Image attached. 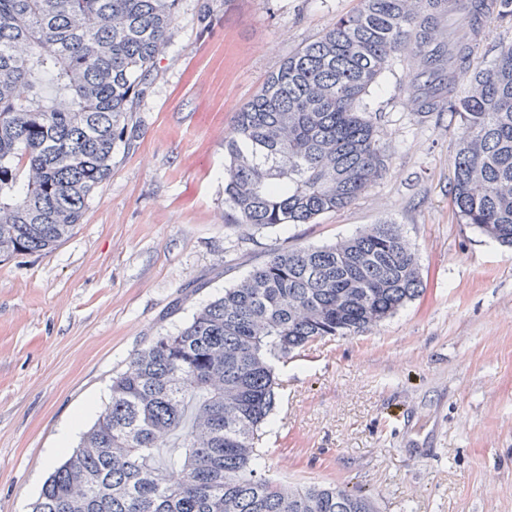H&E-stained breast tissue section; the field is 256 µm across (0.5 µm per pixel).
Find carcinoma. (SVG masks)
Listing matches in <instances>:
<instances>
[{"label":"carcinoma","mask_w":512,"mask_h":512,"mask_svg":"<svg viewBox=\"0 0 512 512\" xmlns=\"http://www.w3.org/2000/svg\"><path fill=\"white\" fill-rule=\"evenodd\" d=\"M180 0H0V262L48 254L83 223L131 142L128 114L153 79ZM458 17L466 32L440 33ZM512 0H359L288 56L235 115L224 223L311 224L381 176L364 97L404 50L421 56L426 112L468 128L450 194L463 223L512 247V44L456 94L471 42ZM423 291L418 258L384 221L273 253L153 337L112 379L78 450L32 512H377L359 490L284 488L262 467L275 363L370 331ZM176 440L160 463L158 438Z\"/></svg>","instance_id":"1"}]
</instances>
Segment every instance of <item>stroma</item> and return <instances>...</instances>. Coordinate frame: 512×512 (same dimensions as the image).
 Returning a JSON list of instances; mask_svg holds the SVG:
<instances>
[{"instance_id": "1", "label": "stroma", "mask_w": 512, "mask_h": 512, "mask_svg": "<svg viewBox=\"0 0 512 512\" xmlns=\"http://www.w3.org/2000/svg\"><path fill=\"white\" fill-rule=\"evenodd\" d=\"M359 0H181L112 176L53 253L0 263V512H32L54 463L76 450L112 377L152 337L270 254L381 222L415 249L420 297L361 336L329 337L278 365L264 441L282 484L359 488L380 512H512V248L461 223L451 202L460 120L421 113L403 51L366 98L381 177L313 224L225 225L224 140L283 61ZM512 43L482 29L472 69ZM79 421L66 451L49 457Z\"/></svg>"}]
</instances>
